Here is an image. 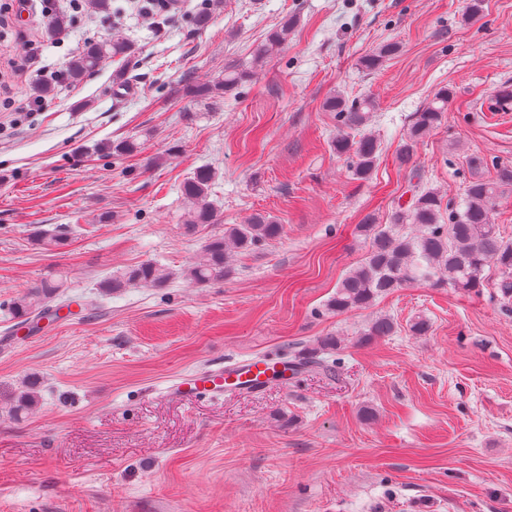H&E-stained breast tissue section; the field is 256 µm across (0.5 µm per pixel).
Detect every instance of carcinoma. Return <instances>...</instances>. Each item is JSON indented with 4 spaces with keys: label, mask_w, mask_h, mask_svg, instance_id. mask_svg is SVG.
I'll list each match as a JSON object with an SVG mask.
<instances>
[{
    "label": "carcinoma",
    "mask_w": 512,
    "mask_h": 512,
    "mask_svg": "<svg viewBox=\"0 0 512 512\" xmlns=\"http://www.w3.org/2000/svg\"><path fill=\"white\" fill-rule=\"evenodd\" d=\"M293 27L291 20L273 29L264 44L255 52L251 67L228 65L224 77L212 85L187 89L193 98H212L231 93L254 75L268 58L279 52L288 42ZM394 43H384L363 64L376 69L388 57L396 54ZM131 53L129 43L114 39L108 43H90L83 53L69 62L67 77L79 82L94 71L106 57H125ZM452 91L443 88L421 111L414 113L405 139L399 148L401 165L409 168L411 196L406 205L392 211L389 222L377 223L369 214L358 232L369 240V248L362 261L340 280L328 307L337 312L366 309L381 296L398 288L424 284L431 288H454L465 292L483 285L485 272L493 267L499 277L495 282L501 299L512 300V242L505 240L494 224V210L503 189L512 186V166L498 168L493 180L475 177L469 180L458 201L443 205L442 195L428 186L425 171L413 162L417 145L441 125ZM328 110L336 113L340 127L358 130L366 125L374 102L369 98L348 102L338 96L326 102ZM336 152L352 158V175L357 180L370 177L379 153L377 140L368 133L354 139L344 133L336 136ZM215 172L208 167L198 169L182 185V194L189 207L184 226L189 232L203 224H223L219 211L209 201ZM283 233V225L272 217L255 213L242 224H224V233L212 235L203 248L201 257L185 270V276L197 284H215L224 281L232 270L237 255L250 252ZM164 278L160 268L143 263L129 269L120 278L111 279L103 291L109 293L127 282L155 284ZM63 283L56 279L44 281L13 300L14 317L28 321L49 311V303L61 295ZM398 325L388 316L373 319L361 333L359 343L368 344L376 338L392 336ZM297 363L311 372L333 376L338 365L321 357L313 349L298 355ZM36 403L32 387L19 391L11 398V412L19 417Z\"/></svg>",
    "instance_id": "carcinoma-1"
}]
</instances>
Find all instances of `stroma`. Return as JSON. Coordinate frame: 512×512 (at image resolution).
<instances>
[{
  "instance_id": "obj_1",
  "label": "stroma",
  "mask_w": 512,
  "mask_h": 512,
  "mask_svg": "<svg viewBox=\"0 0 512 512\" xmlns=\"http://www.w3.org/2000/svg\"><path fill=\"white\" fill-rule=\"evenodd\" d=\"M147 2L73 14L51 38L45 0H0V57L39 48L0 82V512H512V304L496 272L472 292L419 285L327 307L368 248L364 215L387 223L401 202L396 153L435 92L453 97L416 162L443 199L512 166V115L491 109L512 89V0H484L474 21L468 0H174L152 15ZM286 16L287 44L237 93L182 96L248 65ZM115 36L130 57L22 110L32 74ZM387 41L396 55L362 67ZM338 93L375 101L369 179L333 148L325 103ZM125 140L135 153L116 152ZM204 166L219 173L224 221L189 235L181 188ZM257 212L279 238L238 255L221 283L183 278L207 238ZM144 262L170 280L103 292ZM58 274L69 318L20 328L12 300ZM378 315L431 329L359 344ZM330 336L338 376L195 402L165 393L179 376L288 359ZM26 384L38 402L16 419L9 397Z\"/></svg>"
}]
</instances>
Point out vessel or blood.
Listing matches in <instances>:
<instances>
[{
  "instance_id": "vessel-or-blood-1",
  "label": "vessel or blood",
  "mask_w": 512,
  "mask_h": 512,
  "mask_svg": "<svg viewBox=\"0 0 512 512\" xmlns=\"http://www.w3.org/2000/svg\"><path fill=\"white\" fill-rule=\"evenodd\" d=\"M288 368L276 362L257 357L236 361L215 370H204L191 378L172 385L168 392L179 399H188L200 395L223 392L231 385L247 390H259L266 386L274 376H287Z\"/></svg>"
}]
</instances>
